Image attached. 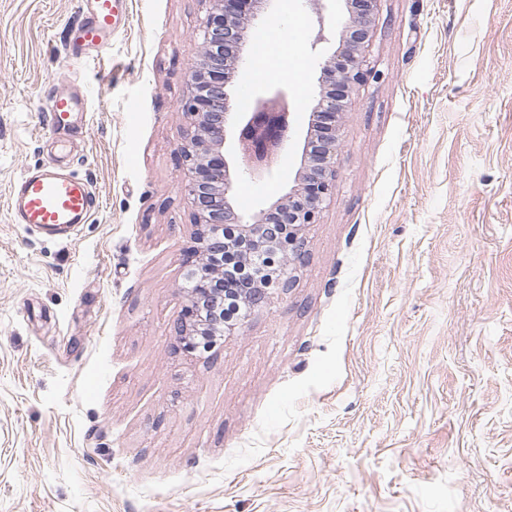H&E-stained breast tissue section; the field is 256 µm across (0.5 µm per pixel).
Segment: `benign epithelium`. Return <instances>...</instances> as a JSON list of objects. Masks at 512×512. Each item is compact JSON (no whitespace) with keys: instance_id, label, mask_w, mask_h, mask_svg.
I'll list each match as a JSON object with an SVG mask.
<instances>
[{"instance_id":"obj_1","label":"benign epithelium","mask_w":512,"mask_h":512,"mask_svg":"<svg viewBox=\"0 0 512 512\" xmlns=\"http://www.w3.org/2000/svg\"><path fill=\"white\" fill-rule=\"evenodd\" d=\"M206 2L199 24L202 53L186 73L181 100L189 124L177 147L181 191L192 205L191 245L182 250L191 287L175 326L188 356L237 331L241 320L224 318V301L234 300L249 314L276 291L290 288L291 273L305 262L306 231L336 193L345 100L373 73L366 51L378 0H347L339 47L321 68L294 185L249 214L241 212L233 190L238 170L272 174L290 130L288 95L282 90L256 97L249 112L233 105L242 55L271 0ZM230 132L238 146L234 160L224 155Z\"/></svg>"}]
</instances>
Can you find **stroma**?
I'll return each mask as SVG.
<instances>
[{"label": "stroma", "instance_id": "1", "mask_svg": "<svg viewBox=\"0 0 512 512\" xmlns=\"http://www.w3.org/2000/svg\"><path fill=\"white\" fill-rule=\"evenodd\" d=\"M205 11L128 0L89 60L78 0H0V512H512V0H379L305 266L188 357L176 148ZM346 13L273 0L303 68L266 79L293 123L237 180L247 209L292 186ZM60 94L91 119L53 136ZM53 165L96 197L71 236L7 206Z\"/></svg>", "mask_w": 512, "mask_h": 512}]
</instances>
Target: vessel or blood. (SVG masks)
Returning a JSON list of instances; mask_svg holds the SVG:
<instances>
[{
    "label": "vessel or blood",
    "mask_w": 512,
    "mask_h": 512,
    "mask_svg": "<svg viewBox=\"0 0 512 512\" xmlns=\"http://www.w3.org/2000/svg\"><path fill=\"white\" fill-rule=\"evenodd\" d=\"M86 24L78 28L81 39L92 47L105 48L115 28L120 0H90ZM79 105L72 97H59L48 114L46 127L57 132L68 128ZM15 223L40 226L51 234H68L88 223L95 210V197L86 179L46 168L22 176L10 192Z\"/></svg>",
    "instance_id": "b4317fda"
}]
</instances>
